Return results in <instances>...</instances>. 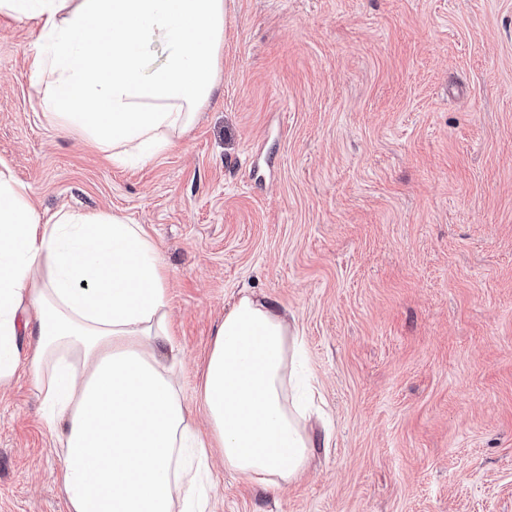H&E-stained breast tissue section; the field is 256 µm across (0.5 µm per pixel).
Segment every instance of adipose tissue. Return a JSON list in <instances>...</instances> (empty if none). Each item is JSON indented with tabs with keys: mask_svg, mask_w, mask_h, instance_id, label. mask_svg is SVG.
<instances>
[{
	"mask_svg": "<svg viewBox=\"0 0 512 512\" xmlns=\"http://www.w3.org/2000/svg\"><path fill=\"white\" fill-rule=\"evenodd\" d=\"M0 14L39 21L42 109L113 159L168 147L213 90L224 0H0ZM167 307L166 270L142 225L109 212L40 216L0 171V384L29 361L60 431L68 512H208L214 448L225 468L266 486L305 471L317 442L296 371L303 340L286 317L247 293L227 309L200 394L203 434L175 381ZM28 311L38 339L27 357L18 317Z\"/></svg>",
	"mask_w": 512,
	"mask_h": 512,
	"instance_id": "1",
	"label": "adipose tissue"
}]
</instances>
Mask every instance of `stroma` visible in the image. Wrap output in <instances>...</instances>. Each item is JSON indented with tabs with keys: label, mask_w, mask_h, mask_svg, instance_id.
<instances>
[{
	"label": "stroma",
	"mask_w": 512,
	"mask_h": 512,
	"mask_svg": "<svg viewBox=\"0 0 512 512\" xmlns=\"http://www.w3.org/2000/svg\"><path fill=\"white\" fill-rule=\"evenodd\" d=\"M216 88L148 161L40 106L37 21L0 16V166L38 213L122 214L168 276L193 424L224 310L302 336L331 444L211 512H512V0H224ZM29 364L0 386V512H67Z\"/></svg>",
	"instance_id": "obj_1"
}]
</instances>
